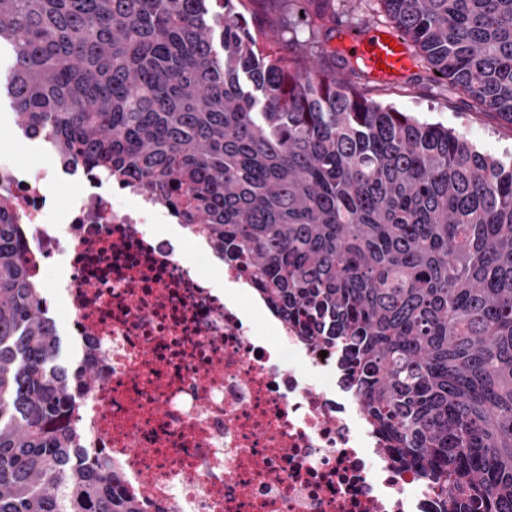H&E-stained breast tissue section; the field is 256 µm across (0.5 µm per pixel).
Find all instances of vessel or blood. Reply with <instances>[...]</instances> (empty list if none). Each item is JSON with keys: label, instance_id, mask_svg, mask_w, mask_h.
I'll list each match as a JSON object with an SVG mask.
<instances>
[{"label": "vessel or blood", "instance_id": "obj_1", "mask_svg": "<svg viewBox=\"0 0 512 512\" xmlns=\"http://www.w3.org/2000/svg\"><path fill=\"white\" fill-rule=\"evenodd\" d=\"M395 33L372 27L361 34L342 33L339 46L354 59H361L369 73L378 79H397L407 74L412 59L407 50L396 49Z\"/></svg>", "mask_w": 512, "mask_h": 512}]
</instances>
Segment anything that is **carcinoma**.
<instances>
[{"mask_svg": "<svg viewBox=\"0 0 512 512\" xmlns=\"http://www.w3.org/2000/svg\"><path fill=\"white\" fill-rule=\"evenodd\" d=\"M247 0H0L16 122L60 162L174 207L340 370L449 512H512V161L356 89L301 6L288 57ZM432 79L512 123V0H379ZM339 58L324 73L309 57ZM0 203V512H148L89 445L102 348L58 355Z\"/></svg>", "mask_w": 512, "mask_h": 512, "instance_id": "1", "label": "carcinoma"}]
</instances>
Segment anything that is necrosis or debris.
<instances>
[{
	"mask_svg": "<svg viewBox=\"0 0 512 512\" xmlns=\"http://www.w3.org/2000/svg\"><path fill=\"white\" fill-rule=\"evenodd\" d=\"M5 189L27 227L34 280L64 254L57 288L70 328L109 360L86 397L92 447L160 512H438L418 467H393L361 401L335 379L338 351L281 323L270 339L227 286L181 262L153 227L172 211L155 196L72 168L31 175L8 164ZM66 180L65 199L53 193Z\"/></svg>",
	"mask_w": 512,
	"mask_h": 512,
	"instance_id": "obj_1",
	"label": "necrosis or debris"
}]
</instances>
